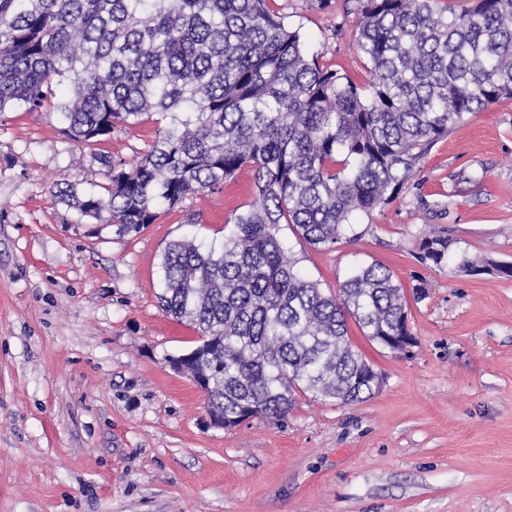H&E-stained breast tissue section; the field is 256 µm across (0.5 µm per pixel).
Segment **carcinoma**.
<instances>
[{
    "label": "carcinoma",
    "mask_w": 512,
    "mask_h": 512,
    "mask_svg": "<svg viewBox=\"0 0 512 512\" xmlns=\"http://www.w3.org/2000/svg\"><path fill=\"white\" fill-rule=\"evenodd\" d=\"M358 3L365 88L308 55L265 0H0V114L52 107L83 144L168 120L133 164L97 154L104 193L58 190L81 216L136 233L161 206L253 172L255 199L220 244L177 239L161 256L160 306L206 340L188 370L209 376L206 410L226 429L282 421L300 394L369 397L376 381L348 321L382 347L410 335L389 268L358 266L327 292L280 225L334 248L357 214L400 193L451 126L512 97V0L461 12L440 0ZM420 249L436 266L480 267L443 235Z\"/></svg>",
    "instance_id": "1"
}]
</instances>
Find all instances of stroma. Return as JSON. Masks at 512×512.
<instances>
[{
    "label": "stroma",
    "instance_id": "stroma-1",
    "mask_svg": "<svg viewBox=\"0 0 512 512\" xmlns=\"http://www.w3.org/2000/svg\"><path fill=\"white\" fill-rule=\"evenodd\" d=\"M308 54L358 86L356 0H267ZM159 123L71 141L54 112L0 114V512H512V278L422 263L440 230L474 261L512 263V98L439 139L390 203L331 250L280 236L336 290L362 263L404 287L410 355L349 338L380 383L363 402L303 395L285 420L207 424L171 357L197 332L167 315L161 255L211 243L255 197L250 172L189 196L137 233L56 195L100 182L96 151L128 162Z\"/></svg>",
    "mask_w": 512,
    "mask_h": 512
}]
</instances>
